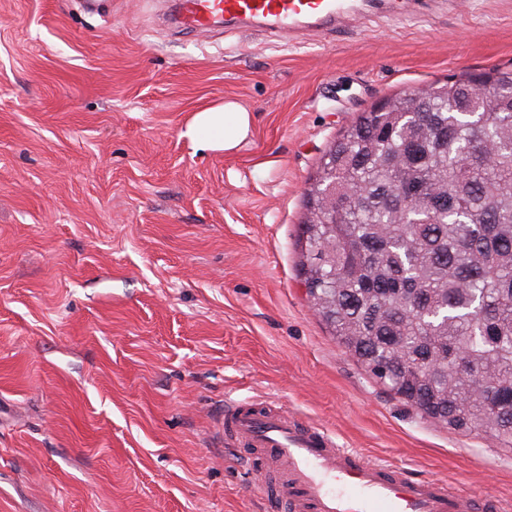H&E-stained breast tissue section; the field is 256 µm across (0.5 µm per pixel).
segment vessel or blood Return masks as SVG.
I'll return each mask as SVG.
<instances>
[{
	"label": "vessel or blood",
	"mask_w": 512,
	"mask_h": 512,
	"mask_svg": "<svg viewBox=\"0 0 512 512\" xmlns=\"http://www.w3.org/2000/svg\"><path fill=\"white\" fill-rule=\"evenodd\" d=\"M383 8L407 14L404 0H183L178 20L193 30L221 21L259 23L270 35L291 40ZM224 434L268 450L269 489L285 512H485L487 507L486 500L465 490H449L434 478H411L387 462L340 447L327 430L297 424L280 409L226 406Z\"/></svg>",
	"instance_id": "vessel-or-blood-1"
}]
</instances>
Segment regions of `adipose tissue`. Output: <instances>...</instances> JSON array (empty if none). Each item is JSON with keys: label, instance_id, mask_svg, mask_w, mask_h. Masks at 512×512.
<instances>
[{"label": "adipose tissue", "instance_id": "ef3b65f1", "mask_svg": "<svg viewBox=\"0 0 512 512\" xmlns=\"http://www.w3.org/2000/svg\"><path fill=\"white\" fill-rule=\"evenodd\" d=\"M251 130V112L238 102L227 100L195 112L182 135L198 149L230 153L247 140Z\"/></svg>", "mask_w": 512, "mask_h": 512}]
</instances>
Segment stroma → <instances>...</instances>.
I'll list each match as a JSON object with an SVG mask.
<instances>
[{
  "mask_svg": "<svg viewBox=\"0 0 512 512\" xmlns=\"http://www.w3.org/2000/svg\"><path fill=\"white\" fill-rule=\"evenodd\" d=\"M170 0H0V512H281L224 405L275 406L512 512V449L422 416L315 314L306 189L374 103L512 67V0L295 42ZM253 116L232 153L181 132ZM252 114L236 101L224 100L195 112L182 136L205 151L237 150L250 136Z\"/></svg>",
  "mask_w": 512,
  "mask_h": 512,
  "instance_id": "1",
  "label": "stroma"
}]
</instances>
